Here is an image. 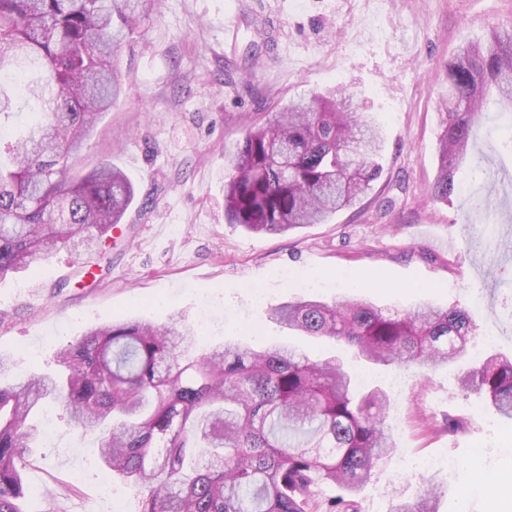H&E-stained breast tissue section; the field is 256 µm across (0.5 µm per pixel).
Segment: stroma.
<instances>
[{"label":"stroma","instance_id":"1","mask_svg":"<svg viewBox=\"0 0 512 512\" xmlns=\"http://www.w3.org/2000/svg\"><path fill=\"white\" fill-rule=\"evenodd\" d=\"M237 15L235 42L224 18ZM267 23L259 35L251 22ZM512 25V0H160L137 43L120 51L124 90L104 113L71 173L121 168L136 197L108 252L112 267L80 278L88 262L66 248L31 272L0 282V353L14 373L49 372L67 342L96 326L142 316L184 321L198 352L236 337L261 348L278 340L311 358L340 357L363 388L391 397L395 449L359 495V512H388L428 483L439 512H512V423L457 378L472 356L426 374L366 363L332 341L294 336L269 317L298 298L368 296L383 309L428 300L469 311L472 347L512 355V148L486 153L485 135L512 136V121L487 104L456 192L433 199L448 65L492 27ZM345 87L385 133L383 172L356 207L328 223L283 235L253 233L224 219L226 157L246 126L310 90ZM500 181L488 193L486 170ZM496 224L497 244L474 241ZM57 438L32 449L22 512H139L137 489L113 480L104 492L96 445L65 412L46 405ZM467 429L441 432L448 417ZM434 460L430 472L407 469Z\"/></svg>","mask_w":512,"mask_h":512}]
</instances>
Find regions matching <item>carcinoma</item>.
Masks as SVG:
<instances>
[{
    "label": "carcinoma",
    "instance_id": "obj_1",
    "mask_svg": "<svg viewBox=\"0 0 512 512\" xmlns=\"http://www.w3.org/2000/svg\"><path fill=\"white\" fill-rule=\"evenodd\" d=\"M159 0H0V78L21 64L18 94L0 82V280L71 247L104 257L135 199L108 165L70 175L101 113L122 94L117 50L141 36ZM512 112V28L462 49L448 65L439 166L431 195L446 201L490 92ZM38 111L18 137L4 130L20 102ZM382 128L338 87L309 92L247 129L224 184L230 224L269 235L323 224L356 205L381 177ZM280 327L328 338L374 364L433 370L457 361L472 321L422 302L384 312L349 294L270 310ZM188 324L139 316L94 327L57 353V370L0 385V512H22V471L46 402L98 442L108 475L142 493L140 512H359L358 496L392 449L389 395L362 390L345 364L283 343L229 340L198 358ZM512 420V356L492 353L458 378ZM342 494L325 502L322 487ZM430 483L389 512H438Z\"/></svg>",
    "mask_w": 512,
    "mask_h": 512
}]
</instances>
